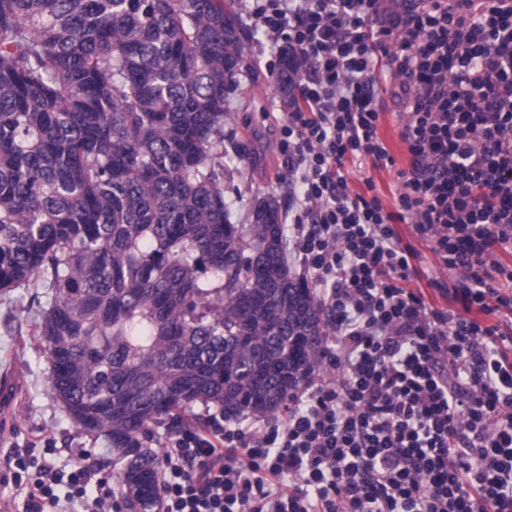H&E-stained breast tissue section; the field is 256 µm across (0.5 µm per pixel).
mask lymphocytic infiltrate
<instances>
[{"label": "lymphocytic infiltrate", "instance_id": "f902f5d3", "mask_svg": "<svg viewBox=\"0 0 512 512\" xmlns=\"http://www.w3.org/2000/svg\"><path fill=\"white\" fill-rule=\"evenodd\" d=\"M252 0L270 49L306 73L277 147L296 212L288 254L309 276L329 336L319 377L285 417L252 428L210 417L173 432L162 512H512V312L485 269L512 253V0ZM397 79L410 155L397 209L352 189L345 162L393 164L373 72ZM411 222L443 265L447 311L411 289ZM23 512H112V488L79 453L31 463Z\"/></svg>", "mask_w": 512, "mask_h": 512}]
</instances>
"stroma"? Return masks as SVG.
I'll use <instances>...</instances> for the list:
<instances>
[{
    "label": "stroma",
    "instance_id": "35a3bbf8",
    "mask_svg": "<svg viewBox=\"0 0 512 512\" xmlns=\"http://www.w3.org/2000/svg\"><path fill=\"white\" fill-rule=\"evenodd\" d=\"M243 32L246 58L227 99L224 122L225 149L241 147L247 156L245 163L224 176V199L237 224L245 223L249 208L264 197L276 198L282 210L294 207L287 169L277 148L276 129L287 106L266 68V58L256 53L261 33L248 24ZM392 84L393 79L386 70H375L374 88L382 106L378 133L395 158V165L375 169L368 164L348 163L343 168L349 185L356 191H364L365 179H373L377 195L390 212L395 210L401 191L398 172L407 168L409 159L401 139L403 120L396 116V106L390 97ZM397 229L404 242L417 252L415 287L420 288L433 308L447 310L448 304L438 287L447 283L451 271L426 243L416 238L410 223L398 224ZM38 311L36 289L0 292V374H13L20 380L11 415L0 419V512H16L18 508L14 486L15 449L32 447L34 457H48L60 466L82 450L95 460L111 453L106 438L92 439L81 434L51 395L47 385L48 361L32 335Z\"/></svg>",
    "mask_w": 512,
    "mask_h": 512
}]
</instances>
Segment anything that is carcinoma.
Segmentation results:
<instances>
[{
  "label": "carcinoma",
  "instance_id": "cac0c4a2",
  "mask_svg": "<svg viewBox=\"0 0 512 512\" xmlns=\"http://www.w3.org/2000/svg\"><path fill=\"white\" fill-rule=\"evenodd\" d=\"M243 58L227 0H0V291L44 289L49 390L108 440L126 512L160 506L155 425L280 411L325 339L277 200L230 221ZM301 73L283 51L282 94Z\"/></svg>",
  "mask_w": 512,
  "mask_h": 512
}]
</instances>
